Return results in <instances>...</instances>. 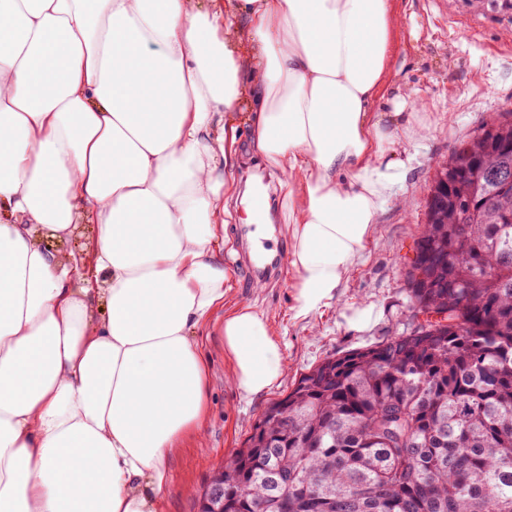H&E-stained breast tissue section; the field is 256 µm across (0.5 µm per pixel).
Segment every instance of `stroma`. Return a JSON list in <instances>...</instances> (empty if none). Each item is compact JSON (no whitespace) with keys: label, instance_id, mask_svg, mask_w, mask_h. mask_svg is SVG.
Returning a JSON list of instances; mask_svg holds the SVG:
<instances>
[{"label":"stroma","instance_id":"stroma-1","mask_svg":"<svg viewBox=\"0 0 512 512\" xmlns=\"http://www.w3.org/2000/svg\"><path fill=\"white\" fill-rule=\"evenodd\" d=\"M401 6L405 17L394 39L390 95L374 108L391 110L396 95L416 100L423 131L415 140L394 144L403 166L393 196L361 260L336 297L311 318H294L290 310L287 266H280L262 288L246 279L242 257L255 230L247 220L249 194L266 188L270 177L250 162L233 171L242 196L224 229V263L232 272L228 303L252 304L266 314L287 370L279 384L259 395L243 397L229 389L221 318L212 317L199 338L209 363L207 415L201 432L186 438L167 460L162 512H198L199 494L217 465L242 447L267 405L285 396L302 374L325 359L409 331L418 322L406 273L425 221V202L436 168L450 150L512 111V22L467 0H402ZM368 306L374 309L373 319L352 326V313Z\"/></svg>","mask_w":512,"mask_h":512}]
</instances>
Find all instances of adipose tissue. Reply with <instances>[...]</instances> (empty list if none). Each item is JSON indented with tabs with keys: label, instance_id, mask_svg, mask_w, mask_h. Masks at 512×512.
<instances>
[{
	"label": "adipose tissue",
	"instance_id": "1",
	"mask_svg": "<svg viewBox=\"0 0 512 512\" xmlns=\"http://www.w3.org/2000/svg\"><path fill=\"white\" fill-rule=\"evenodd\" d=\"M393 0H0V512H158L207 414L195 338L223 311L227 383L286 372L265 314L225 309L242 154L281 170L291 310L337 294L390 198ZM250 127L247 144L238 123ZM96 225L85 270L40 244Z\"/></svg>",
	"mask_w": 512,
	"mask_h": 512
}]
</instances>
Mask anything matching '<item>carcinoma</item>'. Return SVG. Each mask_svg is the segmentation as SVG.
Returning a JSON list of instances; mask_svg holds the SVG:
<instances>
[{
    "mask_svg": "<svg viewBox=\"0 0 512 512\" xmlns=\"http://www.w3.org/2000/svg\"><path fill=\"white\" fill-rule=\"evenodd\" d=\"M512 112L453 148L407 273L442 317L294 383L288 436L224 460V512H512Z\"/></svg>",
    "mask_w": 512,
    "mask_h": 512,
    "instance_id": "cac0c4a2",
    "label": "carcinoma"
}]
</instances>
